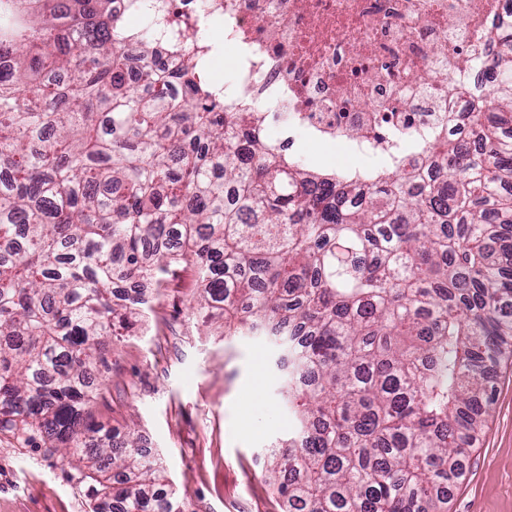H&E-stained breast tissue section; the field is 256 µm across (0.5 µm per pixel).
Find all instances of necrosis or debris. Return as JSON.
<instances>
[{"label": "necrosis or debris", "instance_id": "necrosis-or-debris-1", "mask_svg": "<svg viewBox=\"0 0 512 512\" xmlns=\"http://www.w3.org/2000/svg\"><path fill=\"white\" fill-rule=\"evenodd\" d=\"M113 0L144 45L202 79L230 48L224 109L248 112L252 136L281 151L298 137L377 162L445 136L444 116L488 99L489 38L512 0Z\"/></svg>", "mask_w": 512, "mask_h": 512}]
</instances>
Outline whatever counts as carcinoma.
Listing matches in <instances>:
<instances>
[{
    "label": "carcinoma",
    "instance_id": "cac0c4a2",
    "mask_svg": "<svg viewBox=\"0 0 512 512\" xmlns=\"http://www.w3.org/2000/svg\"><path fill=\"white\" fill-rule=\"evenodd\" d=\"M125 38L112 0H0V437L84 461L93 512H188L86 407L112 337L191 266L192 310L280 351L284 512H447L512 338V22L490 99L448 113L465 137L367 182L253 139L159 53L133 83Z\"/></svg>",
    "mask_w": 512,
    "mask_h": 512
}]
</instances>
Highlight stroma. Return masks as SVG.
I'll return each mask as SVG.
<instances>
[{
	"label": "stroma",
	"mask_w": 512,
	"mask_h": 512,
	"mask_svg": "<svg viewBox=\"0 0 512 512\" xmlns=\"http://www.w3.org/2000/svg\"><path fill=\"white\" fill-rule=\"evenodd\" d=\"M192 269H177L153 313L114 337L110 369L88 414L137 424L166 476L195 512H283L264 477L267 444L292 427L276 354L261 336H228L193 314ZM492 412L448 512H512V355L491 373ZM0 512H92L78 457L0 441Z\"/></svg>",
	"instance_id": "35a3bbf8"
}]
</instances>
